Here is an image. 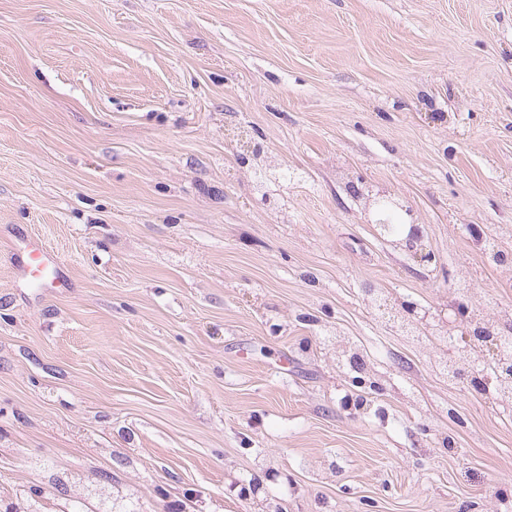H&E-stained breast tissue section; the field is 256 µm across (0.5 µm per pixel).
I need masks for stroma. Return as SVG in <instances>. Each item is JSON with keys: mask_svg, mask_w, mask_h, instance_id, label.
Listing matches in <instances>:
<instances>
[{"mask_svg": "<svg viewBox=\"0 0 512 512\" xmlns=\"http://www.w3.org/2000/svg\"><path fill=\"white\" fill-rule=\"evenodd\" d=\"M33 243L68 287L22 277ZM495 251L512 0H0V498L58 471L136 512H512V404L362 291L466 336L462 283L512 322Z\"/></svg>", "mask_w": 512, "mask_h": 512, "instance_id": "obj_1", "label": "stroma"}]
</instances>
